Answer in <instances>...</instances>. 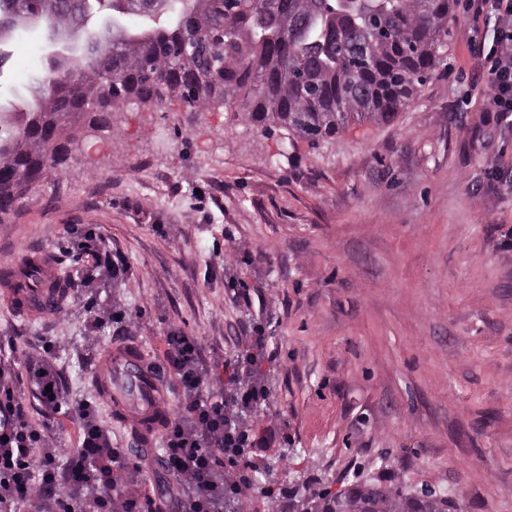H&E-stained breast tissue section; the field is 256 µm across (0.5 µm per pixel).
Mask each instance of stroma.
I'll use <instances>...</instances> for the list:
<instances>
[{
  "mask_svg": "<svg viewBox=\"0 0 512 512\" xmlns=\"http://www.w3.org/2000/svg\"><path fill=\"white\" fill-rule=\"evenodd\" d=\"M457 0L443 61L391 121L355 123L314 148L225 106L125 105L104 149L80 145L0 224V268L38 255L74 273L71 228L92 227L126 269L95 279L101 307L124 304L130 336L94 325L70 297L38 318L0 300V334L26 350L46 337L73 394H94L102 352L136 345L165 392L181 394L161 339L180 329L233 358L261 324L267 405L255 432L244 512H286L288 490L340 488L346 471L447 492L465 512H512V131L488 124L487 88ZM7 46L0 103L46 75L35 43ZM248 289L251 306L233 291ZM98 415L121 448L147 449L157 480L163 426Z\"/></svg>",
  "mask_w": 512,
  "mask_h": 512,
  "instance_id": "1",
  "label": "stroma"
}]
</instances>
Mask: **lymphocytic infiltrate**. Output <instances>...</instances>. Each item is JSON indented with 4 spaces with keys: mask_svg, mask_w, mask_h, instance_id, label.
<instances>
[{
    "mask_svg": "<svg viewBox=\"0 0 512 512\" xmlns=\"http://www.w3.org/2000/svg\"><path fill=\"white\" fill-rule=\"evenodd\" d=\"M467 9L475 23L471 54L488 89L487 109L497 128L512 130V0H468ZM99 238L88 228L76 240L83 257L76 281L86 282L101 268L120 275ZM266 341L262 327L251 326L236 359L210 361L199 337L180 330L164 336V358L183 399L179 416L164 426L169 479L159 493L150 488L142 457L114 446L90 402L68 406L56 342L45 339L22 351L13 338L0 336V512L26 504L35 512H231L251 484L240 462L259 439L251 427L231 419L229 409L267 404L270 392L254 376ZM30 395L44 408L46 422L31 421ZM60 413L75 430L76 453L66 461L51 444Z\"/></svg>",
    "mask_w": 512,
    "mask_h": 512,
    "instance_id": "f902f5d3",
    "label": "lymphocytic infiltrate"
}]
</instances>
